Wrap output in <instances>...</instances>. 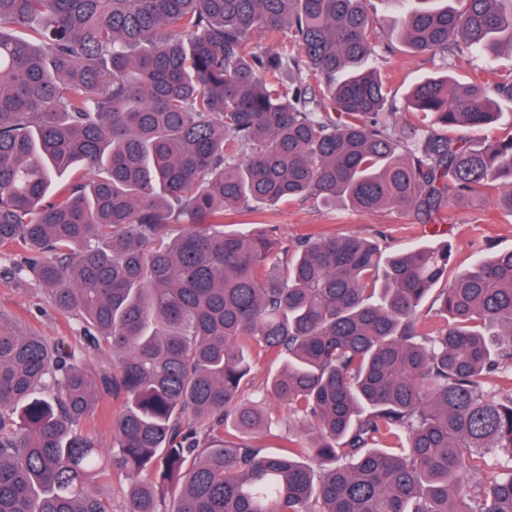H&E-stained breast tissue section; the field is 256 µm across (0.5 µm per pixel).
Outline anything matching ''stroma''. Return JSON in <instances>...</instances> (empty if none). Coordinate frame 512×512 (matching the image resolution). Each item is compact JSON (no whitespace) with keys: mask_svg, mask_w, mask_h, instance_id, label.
Wrapping results in <instances>:
<instances>
[{"mask_svg":"<svg viewBox=\"0 0 512 512\" xmlns=\"http://www.w3.org/2000/svg\"><path fill=\"white\" fill-rule=\"evenodd\" d=\"M372 10L378 26L389 33L384 50L374 62L389 77L387 111L404 112L409 92L419 81L449 75L464 82L476 68L489 63L503 71L512 68V51L507 49L490 61L473 54L432 62L412 54L392 36L397 9L385 0H373ZM264 219L273 225L276 238L288 247L317 227L371 239L388 253L406 246L446 244L451 248L452 267L457 273L468 269L476 256L512 250V213L498 208L491 198L451 206L438 224L420 223L414 212L394 207L365 213L342 206L326 208L310 201L273 207ZM14 261L13 252L0 255V309L14 315L32 333L82 346L79 327L53 309L47 291L34 281L10 274Z\"/></svg>","mask_w":512,"mask_h":512,"instance_id":"35a3bbf8","label":"stroma"}]
</instances>
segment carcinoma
<instances>
[{"mask_svg": "<svg viewBox=\"0 0 512 512\" xmlns=\"http://www.w3.org/2000/svg\"><path fill=\"white\" fill-rule=\"evenodd\" d=\"M369 2L0 0V252L88 342L0 310V512H112L108 472L122 512L173 486L174 512H512V250L450 277L446 247L253 219L512 212V136L452 135L499 119L512 70L420 82L401 123ZM388 2L430 60L512 49V0ZM255 356L299 425L243 398ZM104 496L109 499L112 503V509L114 512H120L124 506V489L125 482L123 478L114 475H104L99 480Z\"/></svg>", "mask_w": 512, "mask_h": 512, "instance_id": "obj_1", "label": "carcinoma"}]
</instances>
